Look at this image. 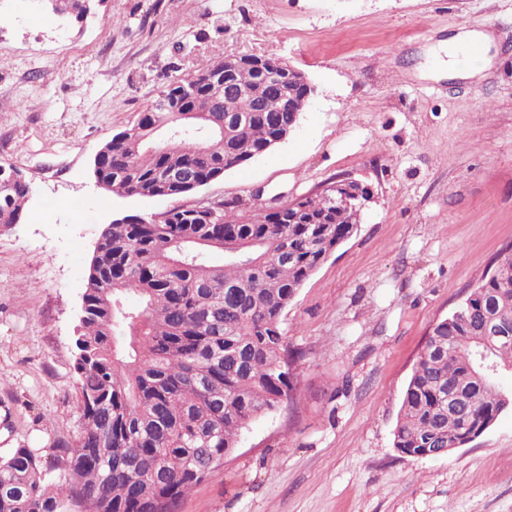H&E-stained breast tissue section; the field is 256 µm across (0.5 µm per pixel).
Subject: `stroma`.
I'll return each instance as SVG.
<instances>
[{
  "label": "stroma",
  "mask_w": 512,
  "mask_h": 512,
  "mask_svg": "<svg viewBox=\"0 0 512 512\" xmlns=\"http://www.w3.org/2000/svg\"><path fill=\"white\" fill-rule=\"evenodd\" d=\"M463 31L491 37L473 77L434 61ZM240 55L314 91L287 141L199 195L351 177L372 199L285 313L289 398L178 512H512V412L446 457L393 445L429 330L512 246V0H92L80 19L0 0V166L30 184L0 227V456L49 462L80 432L73 336L104 225L195 198L109 193L97 151L174 77Z\"/></svg>",
  "instance_id": "1"
}]
</instances>
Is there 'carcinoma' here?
Listing matches in <instances>:
<instances>
[{"instance_id":"obj_1","label":"carcinoma","mask_w":512,"mask_h":512,"mask_svg":"<svg viewBox=\"0 0 512 512\" xmlns=\"http://www.w3.org/2000/svg\"><path fill=\"white\" fill-rule=\"evenodd\" d=\"M54 12L81 14L87 0H53ZM278 59L264 68L227 59L195 70L188 94L174 105L211 129L224 102L240 118L224 136L169 132V113L147 109L140 121L105 142L97 182L117 195L144 199L187 194L173 175L199 186L225 165L244 163L272 141L279 90L301 104L307 89ZM217 71L224 80L210 83ZM27 181L0 186V226L18 222ZM214 203L204 220L178 207L126 216L103 227L82 297L74 337L76 400L81 430L56 448L47 467L31 449L0 457V512H177L179 501L214 474L213 462L238 447L256 418L289 394L291 361L283 315L298 290L359 224L358 212L326 196L283 205L270 224H254L263 205L252 196ZM220 250L224 264L209 254ZM139 298L137 307L126 296ZM512 315V248L502 251L464 303L427 337L404 390L394 447L417 456L482 434L501 414L505 394L492 377L478 379L472 342L483 319ZM489 361L512 367V338ZM463 397L448 413V397Z\"/></svg>"}]
</instances>
